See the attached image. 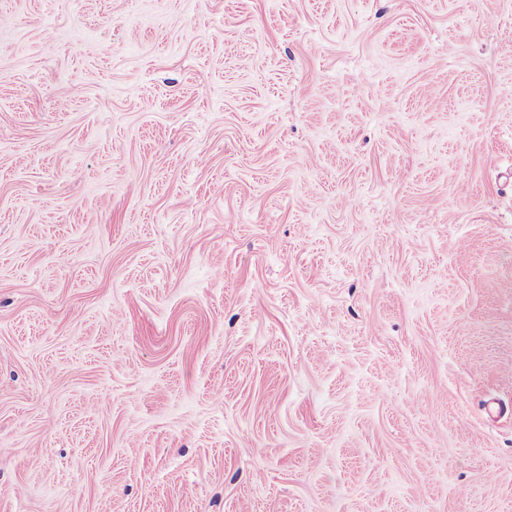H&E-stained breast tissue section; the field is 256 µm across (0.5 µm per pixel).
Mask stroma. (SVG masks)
<instances>
[{
  "mask_svg": "<svg viewBox=\"0 0 512 512\" xmlns=\"http://www.w3.org/2000/svg\"><path fill=\"white\" fill-rule=\"evenodd\" d=\"M0 512H512V0H0Z\"/></svg>",
  "mask_w": 512,
  "mask_h": 512,
  "instance_id": "stroma-1",
  "label": "stroma"
}]
</instances>
